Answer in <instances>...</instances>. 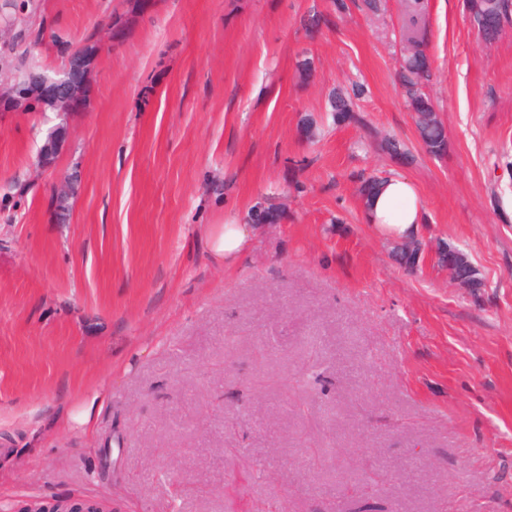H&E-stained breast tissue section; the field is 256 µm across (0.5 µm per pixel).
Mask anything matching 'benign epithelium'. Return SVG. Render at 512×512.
Here are the masks:
<instances>
[{
	"mask_svg": "<svg viewBox=\"0 0 512 512\" xmlns=\"http://www.w3.org/2000/svg\"><path fill=\"white\" fill-rule=\"evenodd\" d=\"M102 48V37L98 33L89 36L86 41L69 57L65 69L55 76L40 70L34 71L23 82H14L7 92L0 95V112H27L35 107L40 112H55L67 119L73 112L85 109L86 91L89 88L92 73ZM66 128L58 125L48 133L39 152V165L50 168L64 137ZM78 182V175L71 173L62 176L56 183L53 203L56 211H62L68 205ZM439 252L448 256L445 268L448 274L462 288H477L480 280L474 271L476 267L466 253L452 245H443ZM0 512H110L100 500H88L82 505H70L65 501L44 504L34 501L15 509L8 499H0Z\"/></svg>",
	"mask_w": 512,
	"mask_h": 512,
	"instance_id": "obj_1",
	"label": "benign epithelium"
}]
</instances>
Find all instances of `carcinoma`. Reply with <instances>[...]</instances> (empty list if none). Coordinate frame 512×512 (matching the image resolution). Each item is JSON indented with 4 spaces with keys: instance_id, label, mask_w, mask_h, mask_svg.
I'll return each instance as SVG.
<instances>
[{
    "instance_id": "1",
    "label": "carcinoma",
    "mask_w": 512,
    "mask_h": 512,
    "mask_svg": "<svg viewBox=\"0 0 512 512\" xmlns=\"http://www.w3.org/2000/svg\"><path fill=\"white\" fill-rule=\"evenodd\" d=\"M507 8L506 0H470L471 22L482 38L490 41L501 34V16L507 15ZM418 23V16H412V32L406 38L399 76L405 90L407 106L415 114L416 127L423 144L427 147V152L440 156L447 151L448 140L443 123L430 97L424 91L426 83L430 80L431 70L424 50V38L417 34ZM332 107L336 119L350 120L359 126H366L364 116L356 112L352 102L343 95L334 96ZM379 147L393 158L408 159L405 146L394 137L382 138ZM384 182L385 178L378 176H369L362 181L360 194L365 209H370L373 198Z\"/></svg>"
}]
</instances>
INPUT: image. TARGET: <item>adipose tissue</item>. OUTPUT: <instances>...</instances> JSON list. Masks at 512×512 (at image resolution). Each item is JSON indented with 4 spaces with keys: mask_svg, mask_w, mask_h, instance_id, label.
<instances>
[{
    "mask_svg": "<svg viewBox=\"0 0 512 512\" xmlns=\"http://www.w3.org/2000/svg\"><path fill=\"white\" fill-rule=\"evenodd\" d=\"M420 213L415 186L407 179L392 176L382 185L367 217L382 237L396 241L416 234Z\"/></svg>",
    "mask_w": 512,
    "mask_h": 512,
    "instance_id": "obj_1",
    "label": "adipose tissue"
}]
</instances>
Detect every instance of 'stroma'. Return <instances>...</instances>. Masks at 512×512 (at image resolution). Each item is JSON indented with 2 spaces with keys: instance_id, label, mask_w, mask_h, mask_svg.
<instances>
[{
  "instance_id": "obj_1",
  "label": "stroma",
  "mask_w": 512,
  "mask_h": 512,
  "mask_svg": "<svg viewBox=\"0 0 512 512\" xmlns=\"http://www.w3.org/2000/svg\"><path fill=\"white\" fill-rule=\"evenodd\" d=\"M415 11L441 156L396 76ZM111 26L53 167L56 115L0 113V498L354 512L364 485L386 512H512V27L484 41L467 0H0V77L29 33L54 74ZM338 88L368 128L335 121ZM372 173L417 188L415 270L366 220ZM270 203L234 262L211 251ZM66 128L64 122L48 133L44 144L39 152V165L43 168H50L54 165L55 157L64 137ZM77 182L78 175L75 173L66 174L57 181L53 194V203L57 212L65 210ZM448 254V262L444 267L448 269V274L461 288H479L480 280L476 276V267L471 262L466 253L458 250L455 246L448 244L439 248L438 256ZM469 268L473 275L462 276L461 269Z\"/></svg>"
}]
</instances>
